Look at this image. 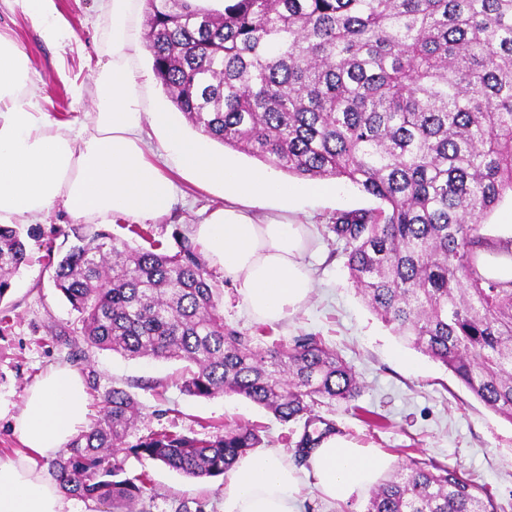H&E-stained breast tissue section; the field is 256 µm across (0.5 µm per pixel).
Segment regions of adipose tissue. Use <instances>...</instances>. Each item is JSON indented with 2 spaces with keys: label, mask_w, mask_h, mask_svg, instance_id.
<instances>
[{
  "label": "adipose tissue",
  "mask_w": 512,
  "mask_h": 512,
  "mask_svg": "<svg viewBox=\"0 0 512 512\" xmlns=\"http://www.w3.org/2000/svg\"><path fill=\"white\" fill-rule=\"evenodd\" d=\"M143 0H103L108 62L100 69L87 122H53L29 91L30 70L0 33V224H43L63 207L76 222L109 224L122 215L157 221L179 203L178 180L223 190L227 205L212 210L193 233L210 261L240 291L250 314L276 323L308 299L304 225L253 210L287 200V184L227 163L183 132L181 113L150 111V79L140 73ZM79 374L50 369L31 385L15 418L24 450L0 457V512H66L53 471L44 467L86 425ZM392 457L341 436L321 441L310 476L327 498L344 502L368 491L392 467ZM306 475L273 452L248 453L224 484V512H298Z\"/></svg>",
  "instance_id": "ef3b65f1"
}]
</instances>
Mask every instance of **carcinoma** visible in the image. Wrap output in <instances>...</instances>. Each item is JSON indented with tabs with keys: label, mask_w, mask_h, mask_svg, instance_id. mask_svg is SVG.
I'll use <instances>...</instances> for the list:
<instances>
[{
	"label": "carcinoma",
	"mask_w": 512,
	"mask_h": 512,
	"mask_svg": "<svg viewBox=\"0 0 512 512\" xmlns=\"http://www.w3.org/2000/svg\"><path fill=\"white\" fill-rule=\"evenodd\" d=\"M152 69L201 133L304 180L340 179L379 205L336 213L349 279L396 335L440 362L512 424V239L483 233L512 194V0H145ZM54 288L87 342L131 358L188 363L183 392L234 394L283 423H304V461L323 435L314 407L349 404L360 384L315 334L284 349L224 324L212 273L183 239L173 255L105 231L76 234ZM28 262L19 225H0V300ZM369 428L385 418L354 407ZM114 387L102 413L52 462L69 495L107 512L155 497L133 455L191 478L228 474L261 444L249 426L205 439L151 431ZM365 512H498L456 466L409 458L369 494Z\"/></svg>",
	"instance_id": "obj_1"
}]
</instances>
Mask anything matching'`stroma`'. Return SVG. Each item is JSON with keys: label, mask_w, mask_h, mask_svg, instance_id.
<instances>
[{"label": "stroma", "mask_w": 512, "mask_h": 512, "mask_svg": "<svg viewBox=\"0 0 512 512\" xmlns=\"http://www.w3.org/2000/svg\"><path fill=\"white\" fill-rule=\"evenodd\" d=\"M53 5L68 28L59 42L42 38L37 21L21 0H0V32L8 34L27 57L44 111L53 119L77 125L86 121L92 109L89 93L95 74L108 61L107 23L101 0H53ZM180 187L185 198L173 214L149 224L154 239L172 253L178 249L179 236H192L194 224L220 202L217 192L186 181ZM375 204V199L353 185L337 181L327 196H297L257 210L260 218L282 215L305 225L310 240L305 260L314 277L305 306L271 324L270 338L286 344L302 333L322 335L355 369L361 383L357 405L384 415L388 427L368 429L352 409L342 405L318 408V415L333 422L341 436L361 447L379 449L399 465L405 461V449L414 448L416 456L460 466L498 502H512V424L376 317L349 279L342 244L326 230L337 212ZM75 227L61 209L55 210L49 223L29 225L33 259L14 276L9 293L0 300V309L9 315L8 323L0 326V456L23 450L14 418L25 390L49 367L60 365L83 376L89 416L97 415L105 391L116 386L129 392L142 409L134 436L169 429L201 439L224 425L257 424L261 450H273L294 461V450L283 438L302 432V425L280 423L271 413L232 394L206 400L186 395L179 383L184 362L130 359L72 335L77 314L54 289V270L44 256L50 250L64 255L75 242ZM213 275L225 322L253 333L256 322L238 289L223 270L214 269ZM143 472L157 489L156 497L145 504L146 512H195L200 502L205 512H222L223 477L187 478L150 461L126 459V476Z\"/></svg>", "instance_id": "1"}]
</instances>
